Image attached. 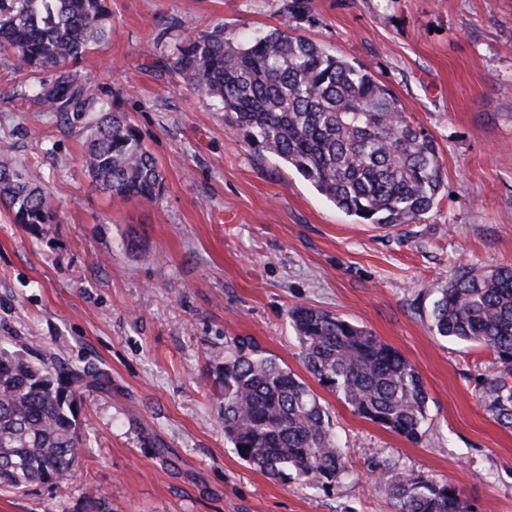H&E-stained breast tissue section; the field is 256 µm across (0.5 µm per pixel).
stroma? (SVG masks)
I'll return each mask as SVG.
<instances>
[{
	"instance_id": "stroma-1",
	"label": "stroma",
	"mask_w": 512,
	"mask_h": 512,
	"mask_svg": "<svg viewBox=\"0 0 512 512\" xmlns=\"http://www.w3.org/2000/svg\"><path fill=\"white\" fill-rule=\"evenodd\" d=\"M110 0L112 35L72 68L126 113L164 189L151 202L101 191L82 165L86 115L19 105L0 54V144L39 168L59 221L0 210V347L82 389L83 453L56 484L0 492V512H394L373 464L457 486L476 512H512V430L479 398L488 350L431 329L432 286L458 268L512 263V0ZM245 41L290 26L366 66L434 139L444 183L415 224L377 228L294 169L256 153L175 71L191 36ZM296 305L372 331L420 372L428 402L411 443L311 379ZM307 381L347 454L328 492L250 468L224 437L216 370L235 345Z\"/></svg>"
}]
</instances>
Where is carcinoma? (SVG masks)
<instances>
[{"mask_svg": "<svg viewBox=\"0 0 512 512\" xmlns=\"http://www.w3.org/2000/svg\"><path fill=\"white\" fill-rule=\"evenodd\" d=\"M108 0H0V54L20 60L30 77L56 71L20 102L40 112H95L82 162L101 189L151 202L163 177L138 128L97 100L95 88L66 71L112 30ZM176 71L215 98L224 124L255 151L295 169L364 224H414L442 187L431 136L410 123L391 90L363 65L325 51L288 30L246 44L224 26L187 40ZM0 207L14 224H54L58 210L37 173L17 167L0 147ZM431 327L476 344L499 368L483 378L486 412L512 429V264L463 268L434 286ZM304 367L354 412L410 441L421 439L428 401L423 379L398 350L370 330L308 306L288 312ZM220 404L224 437L237 456L281 481L330 491L347 469L318 396L273 359L242 346L224 354ZM92 368L53 373L0 348V489L58 483L82 448L77 392L98 382ZM382 482L394 512H472L451 483L388 466Z\"/></svg>", "mask_w": 512, "mask_h": 512, "instance_id": "cac0c4a2", "label": "carcinoma"}]
</instances>
